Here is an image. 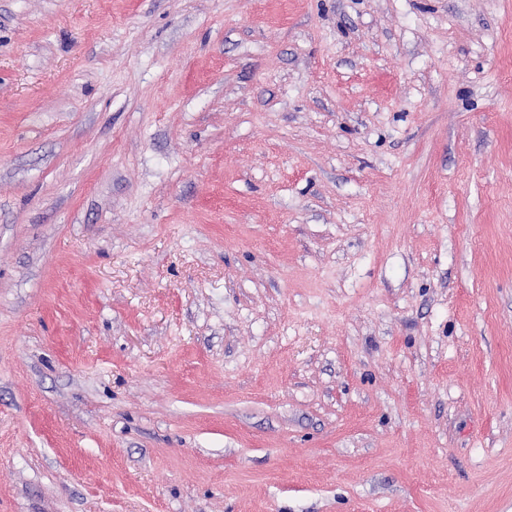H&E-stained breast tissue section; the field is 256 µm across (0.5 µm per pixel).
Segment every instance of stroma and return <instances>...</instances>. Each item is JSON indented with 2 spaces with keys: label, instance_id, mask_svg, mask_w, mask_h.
Listing matches in <instances>:
<instances>
[{
  "label": "stroma",
  "instance_id": "obj_1",
  "mask_svg": "<svg viewBox=\"0 0 512 512\" xmlns=\"http://www.w3.org/2000/svg\"><path fill=\"white\" fill-rule=\"evenodd\" d=\"M0 512H512V0H0Z\"/></svg>",
  "mask_w": 512,
  "mask_h": 512
}]
</instances>
